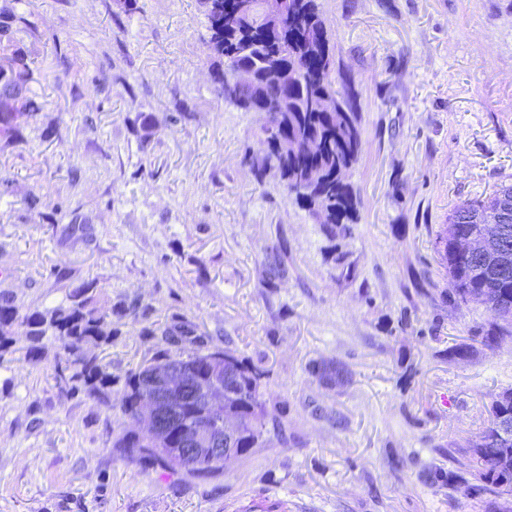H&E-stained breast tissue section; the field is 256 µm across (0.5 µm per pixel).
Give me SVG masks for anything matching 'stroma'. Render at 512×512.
<instances>
[{"instance_id": "stroma-1", "label": "stroma", "mask_w": 512, "mask_h": 512, "mask_svg": "<svg viewBox=\"0 0 512 512\" xmlns=\"http://www.w3.org/2000/svg\"><path fill=\"white\" fill-rule=\"evenodd\" d=\"M319 3L361 114L349 278L256 179L262 120L218 96L198 0L0 13L39 106L0 137V290L24 311L94 278L146 307L103 351L116 397L155 349L142 327L194 322L263 370L279 427L212 477L127 463L120 410L62 393L52 344L0 367V512H485L489 494L432 475L468 469L512 337L481 344L491 317L449 302L435 241L456 204L512 184V0ZM336 362L341 385L307 371Z\"/></svg>"}]
</instances>
